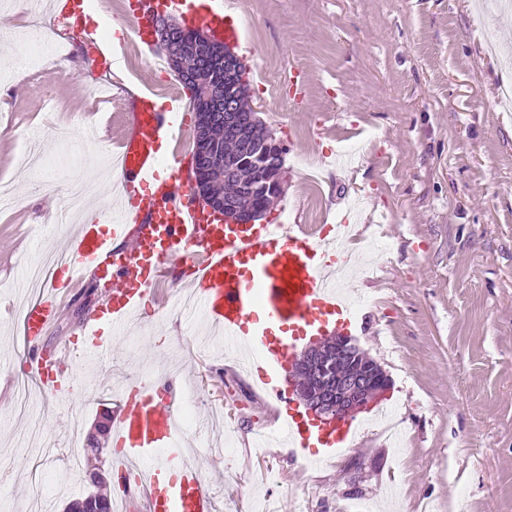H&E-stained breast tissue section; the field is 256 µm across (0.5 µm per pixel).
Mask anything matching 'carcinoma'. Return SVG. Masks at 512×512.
<instances>
[{"label": "carcinoma", "mask_w": 512, "mask_h": 512, "mask_svg": "<svg viewBox=\"0 0 512 512\" xmlns=\"http://www.w3.org/2000/svg\"><path fill=\"white\" fill-rule=\"evenodd\" d=\"M166 41L170 47L167 60L178 77L190 76L206 86L196 92L192 106L195 118H208L206 139L195 140L192 156L199 194L206 201L236 198L247 212L269 211L272 198L260 190L250 191L248 186L270 182L283 166V159H278L276 166L262 160L243 167L232 164L242 155L241 145L224 134V119L216 109V101L224 99V58L230 56L227 48L204 43L198 33L176 22L166 31ZM229 96L236 105L238 122L246 127L253 142L275 141L248 103V83L240 84Z\"/></svg>", "instance_id": "cac0c4a2"}]
</instances>
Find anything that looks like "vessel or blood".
Here are the masks:
<instances>
[{"instance_id":"obj_1","label":"vessel or blood","mask_w":512,"mask_h":512,"mask_svg":"<svg viewBox=\"0 0 512 512\" xmlns=\"http://www.w3.org/2000/svg\"><path fill=\"white\" fill-rule=\"evenodd\" d=\"M110 0H52L54 14L78 16L92 8L111 18ZM136 9L148 15L157 10L198 15L201 22L223 21L227 0H207L196 12L194 0H137ZM85 41L93 50L94 67L120 69L127 50L122 33L106 35L95 27ZM129 104L127 129L116 155L124 206L107 218L106 231L83 223L60 261L64 273L48 281L39 298L23 313L29 341L44 336L59 315L57 293L83 277L102 281L105 304L85 325V352L111 354L98 341L97 325L107 320L116 330L125 327L145 295L153 293L164 266L173 257L185 260L192 275L196 302L207 319L224 330V348L259 381L269 372L287 370L298 338L330 327L351 324L355 306L333 283L335 273L352 261L340 233L323 237L302 224L227 225L216 230L205 221L190 191L192 172L177 153L160 154L162 142H175L187 125V108L180 95L166 106L151 104L140 85L120 87ZM114 239L130 240L123 252L112 249ZM30 369L45 391L66 399L71 392L72 362L68 351L31 359ZM276 403L278 427L295 447H316L309 459L318 464L347 447L357 428L320 427L300 417L289 392L280 386L267 390ZM182 398L179 387L156 392L139 383L136 396L119 401L112 434L120 452L114 466L139 473L146 512H215L213 497L201 482L181 441L175 416Z\"/></svg>"}]
</instances>
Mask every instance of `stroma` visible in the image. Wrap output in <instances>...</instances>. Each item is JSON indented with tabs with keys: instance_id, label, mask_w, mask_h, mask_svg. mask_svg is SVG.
<instances>
[{
	"instance_id": "35a3bbf8",
	"label": "stroma",
	"mask_w": 512,
	"mask_h": 512,
	"mask_svg": "<svg viewBox=\"0 0 512 512\" xmlns=\"http://www.w3.org/2000/svg\"><path fill=\"white\" fill-rule=\"evenodd\" d=\"M502 0H242L249 103L285 150L284 192L270 222L335 225L351 198L373 248L351 243L362 270L345 282L359 300L349 334L386 372L382 404L401 422L385 430L357 415L353 443L316 467L308 450L251 446L271 418L263 387L224 354V334L200 308L178 304L188 269L173 261L158 299H145L112 334V356L79 342L105 291L84 302L61 294L40 351L70 350L73 398L16 405L14 380L31 346L16 310L28 266L65 248L77 221L56 215L73 188L120 210L114 173L90 163L79 135L98 117L104 85L145 80L165 94L178 78L155 73L129 49L104 73L83 59L81 31L46 15L30 32L26 0H0V183L15 204L0 211V512H63L89 489L85 447L112 389L143 372L196 391L212 429L184 433L191 461L221 512H512V14ZM297 68V89L279 77ZM69 125L63 142L55 127ZM35 138L49 162L32 182L13 156Z\"/></svg>"
}]
</instances>
